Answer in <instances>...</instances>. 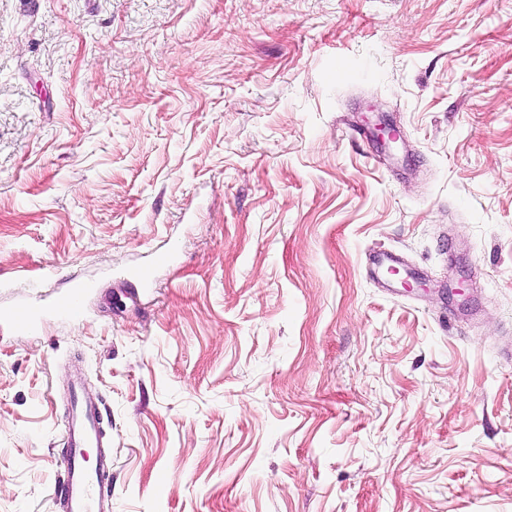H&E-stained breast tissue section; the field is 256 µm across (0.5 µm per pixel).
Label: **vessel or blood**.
<instances>
[{
    "instance_id": "1",
    "label": "vessel or blood",
    "mask_w": 512,
    "mask_h": 512,
    "mask_svg": "<svg viewBox=\"0 0 512 512\" xmlns=\"http://www.w3.org/2000/svg\"><path fill=\"white\" fill-rule=\"evenodd\" d=\"M64 439L67 453L54 487L64 512H112V503L102 491L109 458L101 456L99 466L95 467L87 457L88 449L100 445V411L86 405L77 388L72 391Z\"/></svg>"
}]
</instances>
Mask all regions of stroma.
<instances>
[{"label": "stroma", "mask_w": 512, "mask_h": 512, "mask_svg": "<svg viewBox=\"0 0 512 512\" xmlns=\"http://www.w3.org/2000/svg\"><path fill=\"white\" fill-rule=\"evenodd\" d=\"M21 304L0 512H63L76 380L112 512H512V0H0ZM372 271L376 277H383L385 272L397 267L407 268L403 257L392 251H383L373 255L371 258ZM407 273L411 275V270L406 269Z\"/></svg>", "instance_id": "stroma-1"}]
</instances>
